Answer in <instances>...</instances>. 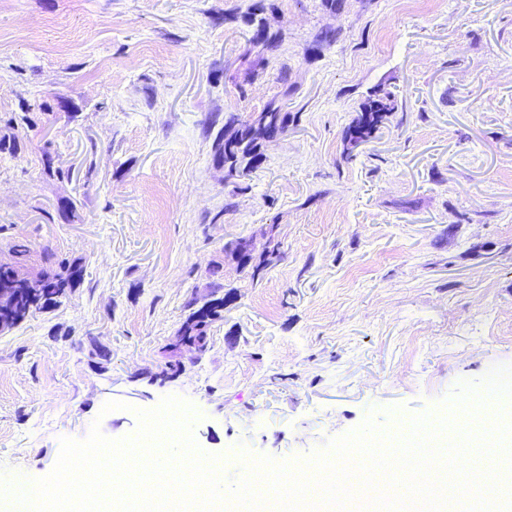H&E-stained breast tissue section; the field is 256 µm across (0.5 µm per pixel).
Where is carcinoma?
<instances>
[{
	"mask_svg": "<svg viewBox=\"0 0 512 512\" xmlns=\"http://www.w3.org/2000/svg\"><path fill=\"white\" fill-rule=\"evenodd\" d=\"M264 5L256 3L248 12L247 23L256 33L263 34L262 46L272 50L276 48V37L269 34L264 18L261 14ZM285 85L281 97L273 98L253 121H242L232 116L221 127L213 142L214 157L224 163L227 169V178L243 176L261 163L264 154L262 144L257 136L265 139H274L288 132L289 123L293 121L290 113L284 111L283 100L288 98L293 89L288 87V77L280 76ZM46 103L35 100L22 105L21 112L11 118L12 141H18V134L32 127L31 114L43 111ZM395 109V96L389 92L378 99L369 100L357 121L346 132L345 141L350 145L344 153V159H353L355 143H366L379 130L384 114ZM240 242L224 246V252L236 263L237 268L246 273L251 280L259 279L260 274L267 268L275 265L281 258V242L278 234L271 236V250L266 256L246 258L239 252ZM80 276L77 267L63 268L61 271H47L38 277H30L21 271V265H0V282L13 288L18 294L17 302L10 308V313L0 309V318L7 323L0 326V331L8 330L23 320L30 313L43 310L58 302L65 294L66 289L73 286ZM214 299L210 305L203 309L197 306V298L193 297L187 302L189 314L177 330L180 339L200 345L201 351L208 349V330L210 325L221 317L220 311L224 309V298L219 293L224 290V284L214 281L210 284Z\"/></svg>",
	"mask_w": 512,
	"mask_h": 512,
	"instance_id": "1",
	"label": "carcinoma"
}]
</instances>
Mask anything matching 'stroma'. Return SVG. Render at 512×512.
I'll use <instances>...</instances> for the list:
<instances>
[{
	"label": "stroma",
	"mask_w": 512,
	"mask_h": 512,
	"mask_svg": "<svg viewBox=\"0 0 512 512\" xmlns=\"http://www.w3.org/2000/svg\"><path fill=\"white\" fill-rule=\"evenodd\" d=\"M254 2L0 0V137L47 103L0 151V264L23 245L28 275L82 271L0 331V475L45 477L60 438L129 436L176 395L229 484L242 452L295 462L512 364V0H264L267 52L242 21ZM283 71L293 123L225 179L217 130ZM387 92L395 110L343 161ZM272 224L283 257L251 281L224 247L263 250ZM217 276L207 351L162 377ZM395 109V96L390 92L378 99H369L360 113L357 121L346 132L345 141L350 145L344 151V159L348 162L355 156L353 152L354 143H367L379 130L384 114L393 112ZM46 103L40 100H34L33 103L22 105L21 112L11 118L10 129L16 130L17 134L12 133L13 144L18 143V134L25 132L26 129L32 127L33 119L30 116L33 112L44 111Z\"/></svg>",
	"instance_id": "1"
}]
</instances>
